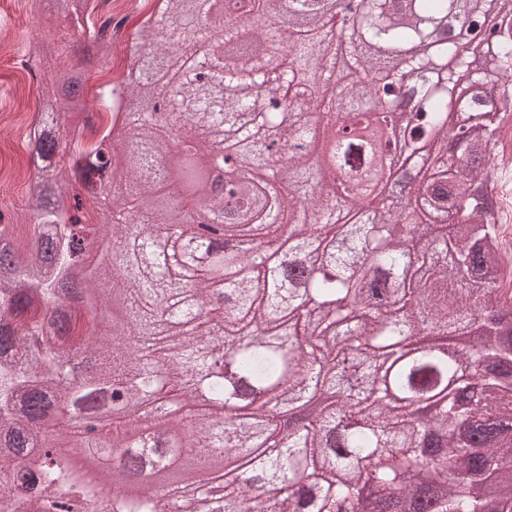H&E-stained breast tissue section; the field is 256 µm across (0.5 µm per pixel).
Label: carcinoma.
Returning <instances> with one entry per match:
<instances>
[{
	"label": "carcinoma",
	"instance_id": "cac0c4a2",
	"mask_svg": "<svg viewBox=\"0 0 512 512\" xmlns=\"http://www.w3.org/2000/svg\"><path fill=\"white\" fill-rule=\"evenodd\" d=\"M52 2L109 68L129 16L113 19L108 0ZM241 2L211 20V0H164L136 29L127 73L98 88L112 125L92 143L73 132L72 167L88 159L78 181L108 171L110 260L88 259L103 225L77 240L84 193L64 194L56 160L65 120L88 106L83 75L60 64L38 93L49 119L33 147L36 232L22 243L0 224V512H170L174 499L179 512H365V489L406 493L421 472L434 483L427 512H512V328H497L512 318V272L496 209L475 195L512 121L497 100L512 81V0H368L334 47L307 37L324 27L314 7L292 16L282 0ZM459 2L478 15L497 8L498 37L450 69ZM187 4L206 19L192 31L181 23ZM286 27L306 36L288 43L297 66L281 70L269 38ZM248 33L240 65L213 49ZM338 60L351 76L339 93L302 85L312 69L336 87ZM407 75L418 76L410 138L421 161L408 192L420 210L324 195L322 154L357 180L379 173L380 160L364 163L336 127L397 106ZM166 98L158 124L153 101ZM270 131L288 148L285 164L259 147ZM178 139L237 155L245 180L186 187L187 165L166 163ZM226 196L241 205L226 208ZM200 210L223 221L224 242L192 233ZM285 231L286 258L233 246ZM72 282L79 292L62 291ZM114 301L122 317L98 329ZM416 336L467 340L446 354L408 349ZM82 354L96 373L75 387ZM101 377L122 388L110 488L47 450L43 421L54 404L88 402ZM161 384L186 398L201 390L210 406L167 421L149 396ZM295 404L307 414L286 429L279 415ZM145 421L153 433L132 437ZM173 455L180 473L149 498L131 492L138 462Z\"/></svg>",
	"mask_w": 512,
	"mask_h": 512
}]
</instances>
